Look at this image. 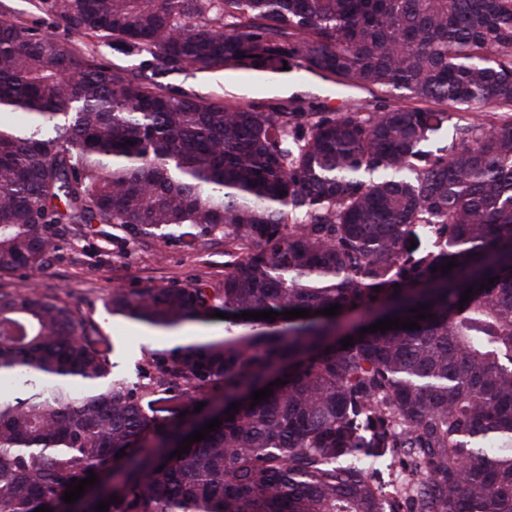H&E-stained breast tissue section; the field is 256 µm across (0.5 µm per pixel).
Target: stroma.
<instances>
[{"instance_id":"35a3bbf8","label":"stroma","mask_w":512,"mask_h":512,"mask_svg":"<svg viewBox=\"0 0 512 512\" xmlns=\"http://www.w3.org/2000/svg\"><path fill=\"white\" fill-rule=\"evenodd\" d=\"M1 14L36 31L56 33L77 52L95 53L107 66L133 75L147 68L146 56L125 53L98 39L56 26L54 17L40 7L38 0H0ZM161 81L172 93L221 100L233 106L289 108L298 105L307 110L343 111L364 97L363 91L336 85L294 67L261 84L241 78L232 70L172 72L164 74ZM284 81L291 85L290 93L280 92L279 86ZM229 262L220 238L206 241L193 250L175 245H130L120 252L87 227L80 234L66 235L55 257L41 269H23L1 277L0 292L32 284L39 291L57 297L62 304L92 321L100 333L113 342L122 356V370L131 376L138 360L149 351L170 346L173 338L159 332L147 334L143 326L109 314L105 303L112 290L157 288L173 282L216 288L223 283Z\"/></svg>"}]
</instances>
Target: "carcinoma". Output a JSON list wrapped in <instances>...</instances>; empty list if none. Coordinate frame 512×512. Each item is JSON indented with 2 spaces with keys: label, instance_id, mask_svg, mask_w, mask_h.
Listing matches in <instances>:
<instances>
[{
  "label": "carcinoma",
  "instance_id": "carcinoma-1",
  "mask_svg": "<svg viewBox=\"0 0 512 512\" xmlns=\"http://www.w3.org/2000/svg\"><path fill=\"white\" fill-rule=\"evenodd\" d=\"M40 3L152 75L0 17V276L40 269L73 224L119 248L222 237L221 287L117 288L107 308L230 318L132 381L55 298L0 293V512L107 470L79 512H512V0ZM286 62L372 99L270 110L152 79ZM393 316L420 328L361 334Z\"/></svg>",
  "mask_w": 512,
  "mask_h": 512
}]
</instances>
